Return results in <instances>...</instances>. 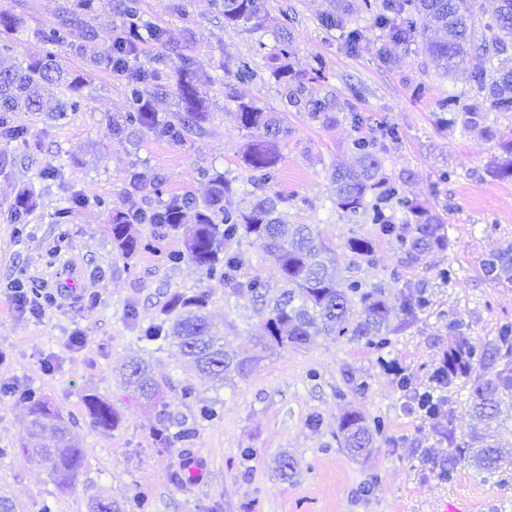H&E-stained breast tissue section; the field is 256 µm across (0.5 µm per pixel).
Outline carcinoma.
Returning <instances> with one entry per match:
<instances>
[{
	"label": "carcinoma",
	"mask_w": 512,
	"mask_h": 512,
	"mask_svg": "<svg viewBox=\"0 0 512 512\" xmlns=\"http://www.w3.org/2000/svg\"><path fill=\"white\" fill-rule=\"evenodd\" d=\"M90 0H76L73 8L64 11L57 22L41 27L38 38L48 44L68 43L73 20L87 10ZM228 27L258 28L270 19L266 0H215ZM473 0H402L400 8L386 6V12L377 11L374 0H365L369 13H376L378 24L389 29L393 38L409 40L421 34V29L436 27L448 32L443 41L426 43L430 55L436 58L445 74L462 77V68L468 51L476 48L488 60L505 54L512 48V0H500L493 22L485 25L477 19ZM120 22L113 26L114 39L109 51L100 53L82 44L78 53L90 64L104 66L125 80L128 110L124 121L112 126L118 138L129 136L134 130H146L172 143H183L188 136L202 131L209 119L205 100L200 95L202 76L194 68L188 47L170 44L163 28L144 19L142 0H120ZM21 25V18L9 11H0V139L28 145L27 128L15 121L19 112L56 113L61 118L68 112H79L84 105L80 77L70 74L57 57L32 55L19 62L14 56L10 35ZM495 31L491 40L479 38V29ZM151 42L156 51L140 58L141 45ZM294 45L288 28L279 29L278 44L269 56L265 71L280 87L281 95L303 106L310 118L319 120L326 110L320 99L305 97L302 79L288 64ZM176 77V93L180 106L170 117L162 119L153 111L152 98L167 91L168 70ZM224 75L239 80L264 79L263 73L242 61L236 71ZM68 91L65 102L50 106L53 90ZM489 106L497 112H512V70L490 69ZM236 119L239 127L250 130L262 127L266 139L250 142L244 151V162L249 172L247 184L251 189L242 192L239 202L233 197L237 191L224 174L216 172L209 177L210 189L205 201L199 203L189 197H171L138 215L112 211V201L96 199V205L112 216V249L124 260L149 247L135 234L133 224H153L157 228L156 241L171 233L181 234L184 249L167 254L172 264L187 258L194 262L209 281L231 285L238 295L260 306L261 321L258 337L261 351L286 350L310 342L316 334L348 336L377 351L390 344L389 322L394 306L379 288L361 290L356 282L340 283L329 274L335 248L311 224H290L282 205L287 203L275 190L277 165L281 159L280 143L288 136L284 118L259 106L254 101H240ZM355 149L360 152L356 168L338 166L332 173L336 208L350 214L367 210V196L383 188L372 205L374 223H379L381 204L390 200L393 189L385 187V178L379 176L380 159L374 152L375 143L358 138ZM505 157L497 162V174L512 177V140L502 145ZM36 206L32 190L17 191L11 205V219L15 224L27 223ZM407 207L415 223L398 228L385 225V232L397 234L411 258L447 246L443 225L422 214L413 203ZM243 237H255L264 242L265 250L278 275L279 294L270 299L271 285L260 276L245 282L237 280V256L228 250V244ZM512 269V248L491 253L484 262L487 276L496 279L498 272ZM211 290L200 289L191 295L175 293L169 299L163 317L140 328V340L158 342L173 340L189 365L212 379L222 381L235 373L247 375L259 357L239 360L226 357L224 346L213 332L207 315ZM504 359L502 367L491 378L476 374V365L485 361ZM128 383L133 385L145 402L161 406L158 427L154 428L155 444L169 448L174 442H190L196 428L185 423L170 433L166 404L161 400V388L145 364L132 361L126 366ZM432 379L448 385L457 379L471 383L472 412L485 432L471 441L452 449L448 457L438 462V478H454L461 462H468L476 471L492 475L512 471V459L501 454L488 441L487 431L503 424V418L512 420V323L503 324L492 343L480 347L466 336L456 337L442 361L435 368ZM31 417L29 441L24 452L38 457L45 465L56 487L70 490L84 466V452L73 439L61 415L48 402L29 392L23 396ZM85 406L94 427L108 431L119 423L112 405L105 399L89 394ZM382 423L367 422L356 410L342 414L337 426V437L354 457L363 456L373 447L374 437Z\"/></svg>",
	"instance_id": "obj_1"
}]
</instances>
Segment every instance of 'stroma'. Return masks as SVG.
<instances>
[{
  "mask_svg": "<svg viewBox=\"0 0 512 512\" xmlns=\"http://www.w3.org/2000/svg\"><path fill=\"white\" fill-rule=\"evenodd\" d=\"M66 2L0 0V10L24 20L14 35L17 58L54 54L82 77L87 98L84 111L58 121L19 113L28 144L0 140V496L14 512H91L98 496L120 507L144 498L150 512H441L444 501L457 499L469 502L471 512H512V479L502 483L464 463L453 481L444 482L433 469L452 444L480 430L469 383L460 379L441 388L443 417L421 419L412 402L415 392L428 388L453 341L450 323L487 344L503 322H512V280L491 281L483 270L491 252L512 247V179L496 172L501 143L512 138V112H487L486 126L496 128L497 138L483 128L464 130L465 106L485 105L484 92L473 80L442 76L420 40L394 41L364 0H345L351 26L365 35L355 49L345 31L323 26L328 0H267L271 22L254 31L225 27L214 0H184L193 20L188 28L170 11V0H142L145 19L172 40L189 41L197 69L209 75L201 90L210 119L181 145L146 131L120 139L112 122L126 110L124 79L87 66L73 51L88 41L100 51L110 48L118 0H92L91 11L71 30L70 46L43 44L37 28L55 22ZM281 23L294 42V73L306 75L314 59L323 62L321 79L307 89L325 101L324 119L285 106L274 80L235 88L237 97L287 114L277 187L288 197L290 222L317 225L335 248L339 277L383 289L391 299L422 296L427 306L412 317H393L391 345L384 350L321 335L265 357L247 376L220 386L191 370L175 347L140 341L138 327L157 318L172 293L208 286V314L224 334L225 352L250 356L258 321L252 304L231 286L207 284L190 261L169 264L167 252L182 248L178 235L131 260L118 258L112 223L94 201L108 198L113 209L132 212L161 196L200 200L208 192V170L243 189L248 134L234 117L237 98L224 91V70L243 61L264 65ZM356 114L364 118L358 129ZM359 137L377 140L382 173L397 190L396 200L383 207L389 220L406 223L401 201H414L444 224L445 250L409 260L371 214L336 209L331 174L336 166L356 164L353 142ZM51 167L57 178L47 177ZM133 168L143 175L136 186L129 183ZM21 188L34 191L37 206L20 228L10 220V202ZM74 192L89 203L65 212ZM352 236L371 240L372 256L348 251ZM230 250L239 259L240 280L259 275L276 283L262 241L244 238ZM72 269L79 277L59 306L38 316L15 310L13 282L49 292ZM132 305L134 321L126 315ZM77 332L85 338L79 349L69 343ZM133 359L152 367L171 431L203 405L215 407L218 419L199 423L190 444L156 447L159 409L122 378ZM7 384L46 398L83 448L84 466L70 491L60 492L47 470L23 453L30 416L23 401L4 392ZM187 385L194 400L181 397ZM89 394L111 403L117 427L104 432L92 426L84 406ZM348 410L383 424L368 458H353L336 440L338 419ZM244 448L257 449V456L244 460ZM284 453L297 462L290 482L277 470Z\"/></svg>",
  "mask_w": 512,
  "mask_h": 512,
  "instance_id": "35a3bbf8",
  "label": "stroma"
}]
</instances>
